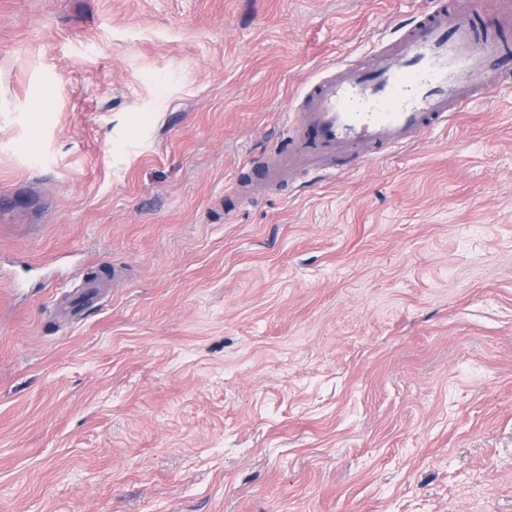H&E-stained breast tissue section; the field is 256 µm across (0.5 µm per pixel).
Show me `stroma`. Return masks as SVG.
I'll use <instances>...</instances> for the list:
<instances>
[{
    "instance_id": "1",
    "label": "stroma",
    "mask_w": 512,
    "mask_h": 512,
    "mask_svg": "<svg viewBox=\"0 0 512 512\" xmlns=\"http://www.w3.org/2000/svg\"><path fill=\"white\" fill-rule=\"evenodd\" d=\"M423 0H0V512H512V89L251 199Z\"/></svg>"
}]
</instances>
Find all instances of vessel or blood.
<instances>
[{
    "mask_svg": "<svg viewBox=\"0 0 512 512\" xmlns=\"http://www.w3.org/2000/svg\"><path fill=\"white\" fill-rule=\"evenodd\" d=\"M367 61L331 66L310 82L292 133L253 181L276 184L291 172L345 171L370 154L401 148L512 84V25L458 0H430Z\"/></svg>",
    "mask_w": 512,
    "mask_h": 512,
    "instance_id": "1",
    "label": "vessel or blood"
}]
</instances>
